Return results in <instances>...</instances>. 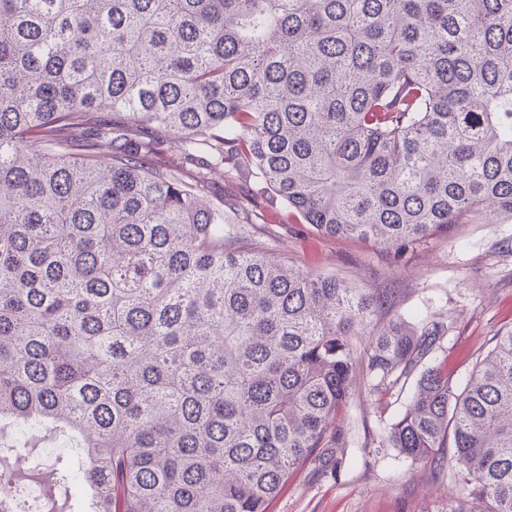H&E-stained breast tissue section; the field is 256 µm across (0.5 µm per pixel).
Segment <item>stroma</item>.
Returning a JSON list of instances; mask_svg holds the SVG:
<instances>
[{
    "instance_id": "stroma-1",
    "label": "stroma",
    "mask_w": 512,
    "mask_h": 512,
    "mask_svg": "<svg viewBox=\"0 0 512 512\" xmlns=\"http://www.w3.org/2000/svg\"><path fill=\"white\" fill-rule=\"evenodd\" d=\"M205 193L228 208L249 202L259 216L252 235L273 255L362 288L391 289L393 302L381 322L402 315L442 323L445 331L419 370L442 368L464 386L494 336L512 328V218L454 225L393 258L371 243L323 236L290 219L249 176L228 181L215 173ZM414 387L407 382L382 403L358 387L340 417L346 460L338 475L293 474L271 512H471L464 469L455 458L438 474L386 444Z\"/></svg>"
}]
</instances>
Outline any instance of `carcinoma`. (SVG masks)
Here are the masks:
<instances>
[{
  "mask_svg": "<svg viewBox=\"0 0 512 512\" xmlns=\"http://www.w3.org/2000/svg\"><path fill=\"white\" fill-rule=\"evenodd\" d=\"M217 171L395 254L512 217V0H0V484L39 488L0 512H269L341 468L357 373L387 395L440 338L253 243ZM386 443L512 512V329ZM170 161L181 167V173L184 180L194 183L195 174L198 171V165L183 158L180 144L176 141L164 142L160 146V154L153 160Z\"/></svg>",
  "mask_w": 512,
  "mask_h": 512,
  "instance_id": "obj_1",
  "label": "carcinoma"
}]
</instances>
